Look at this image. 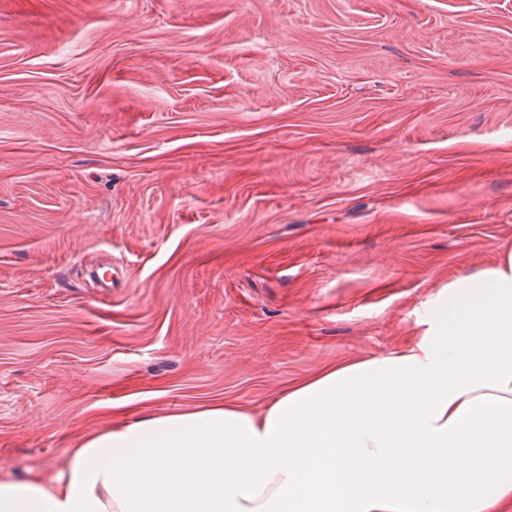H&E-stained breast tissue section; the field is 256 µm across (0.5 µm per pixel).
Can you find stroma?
<instances>
[{
  "label": "stroma",
  "instance_id": "1",
  "mask_svg": "<svg viewBox=\"0 0 512 512\" xmlns=\"http://www.w3.org/2000/svg\"><path fill=\"white\" fill-rule=\"evenodd\" d=\"M512 244V0H0V473L384 353Z\"/></svg>",
  "mask_w": 512,
  "mask_h": 512
}]
</instances>
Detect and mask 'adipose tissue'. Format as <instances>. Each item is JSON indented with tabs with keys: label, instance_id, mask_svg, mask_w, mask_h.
Listing matches in <instances>:
<instances>
[{
	"label": "adipose tissue",
	"instance_id": "ef3b65f1",
	"mask_svg": "<svg viewBox=\"0 0 512 512\" xmlns=\"http://www.w3.org/2000/svg\"><path fill=\"white\" fill-rule=\"evenodd\" d=\"M427 304L393 350L262 411H148L0 475V512H512V247Z\"/></svg>",
	"mask_w": 512,
	"mask_h": 512
}]
</instances>
